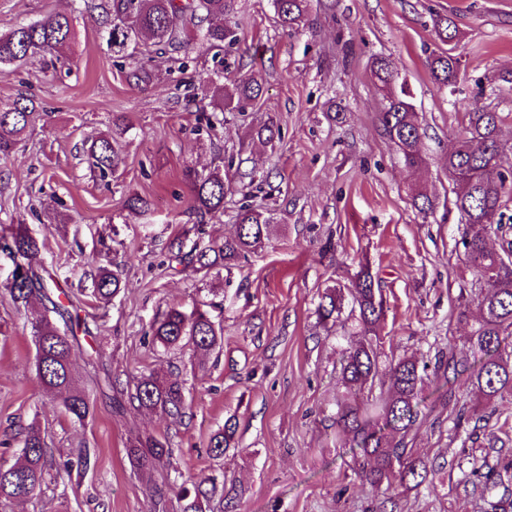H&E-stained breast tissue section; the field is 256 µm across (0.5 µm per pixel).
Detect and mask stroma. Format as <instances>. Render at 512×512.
<instances>
[{
	"label": "stroma",
	"mask_w": 512,
	"mask_h": 512,
	"mask_svg": "<svg viewBox=\"0 0 512 512\" xmlns=\"http://www.w3.org/2000/svg\"><path fill=\"white\" fill-rule=\"evenodd\" d=\"M101 0H0V31L54 13L74 18L70 69L34 56L0 76V101L35 96L44 107L18 148L0 157V224L25 225L42 245L37 261L82 302L75 374L92 401L84 423L70 421L36 376L32 330L5 286L14 265L0 254V463L20 452L15 435L38 421L52 450L40 494L0 502V512H154L155 473L137 470L130 435H168L184 475L223 478L239 512H379L380 499L336 442L331 417L343 388L336 369L340 327L319 322L324 289L347 284L368 265L380 284L384 353H471L458 296L475 280L461 244L459 215L445 166L449 142L473 107L500 113L502 146L512 155V0H309L310 24L284 32L271 0H237L230 20L239 41L221 60L196 51L156 56L149 84L135 83L132 48L110 45ZM459 37L455 88L438 85L427 59L436 16ZM389 58L413 97L425 130V165L406 169L383 135L382 98L371 78ZM263 77L246 112L225 111L211 134L194 130L192 96L200 78ZM123 114L130 127L123 160L109 182L90 176L82 147ZM275 116L281 136L252 132ZM229 164L232 188L210 236L234 233L245 204L273 211L266 246L240 266L201 277L172 260L169 244L188 224L185 167ZM423 186L433 213L415 210L409 184ZM146 196L150 215L128 210ZM121 264L125 286L108 305L92 302L91 261ZM203 306L224 328L205 359L190 350L152 348L147 331L170 306ZM121 381L155 370L185 381L191 409L182 420L149 410L119 411L91 358ZM479 445L463 443L453 407L434 406L413 431L412 448L442 469L431 489L401 492L402 512H492L502 488H485L488 470L512 464V397L486 409L471 394ZM236 421L240 446L215 459L211 434ZM89 449L83 476L63 470L68 454Z\"/></svg>",
	"instance_id": "1"
}]
</instances>
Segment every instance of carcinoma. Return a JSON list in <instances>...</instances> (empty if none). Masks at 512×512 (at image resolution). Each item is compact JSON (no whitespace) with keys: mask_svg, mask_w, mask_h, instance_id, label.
Listing matches in <instances>:
<instances>
[{"mask_svg":"<svg viewBox=\"0 0 512 512\" xmlns=\"http://www.w3.org/2000/svg\"><path fill=\"white\" fill-rule=\"evenodd\" d=\"M237 0H108L102 6L104 27L109 38L121 44L143 42L146 55L163 54L186 47L195 38L204 51L219 56L224 45L238 42L236 31L228 25ZM309 0H272L281 27L296 32L309 23ZM436 38L442 48L429 57L428 66L437 83H454L459 59L447 48L457 39V29L448 16L433 19ZM73 35V18L57 14L39 21L16 24L0 32V74L37 54L61 52ZM372 78L385 105L379 113L384 134L396 149L404 166L417 170L425 163L421 151L423 129L415 104L405 83L399 81L394 64L377 58ZM225 102L244 104L262 92V79L256 75L229 79L215 85ZM197 129L211 132L224 125L220 113L208 110L202 100L194 102ZM40 115L32 97H19L0 103V156H9L26 130ZM503 117L498 112L473 108L466 113L463 130L448 145L446 166L454 184V208L461 217V244L476 272V307L479 315L472 327V359L459 358L453 351L439 350L429 360L405 355L382 357L378 323L383 312L381 289L371 272L361 268L348 285L325 289L317 307L323 324L340 323L345 344L338 350L340 380L344 394L336 400L337 435L344 437L359 466V476L383 494L380 512H398L399 503L389 493L395 486L418 489L432 483L438 468L428 464L409 448L412 430L426 417L427 387H435L436 401L454 403L457 421L468 420L467 403L460 400V384L474 387L490 406L512 396V241L503 239L504 209L512 199V158L501 150ZM128 126L119 116L112 117V128L83 143V156L89 171L106 177L122 161V143ZM185 177L191 187L189 210L201 218L224 214L228 190L220 166L198 170L188 168ZM412 205L421 212L433 208V200L422 187H408ZM272 214L243 207L237 216L234 235L224 242L205 239L204 224H194L171 242V258L188 261L196 270L227 269L250 253L264 247L270 236ZM498 237L502 245L495 250L489 239ZM0 247L8 249L14 270L5 290L17 307L28 308L40 301L43 310L26 317L36 349L38 379L69 417L85 420L90 414V399L74 375L72 354L78 336L71 311L61 301L62 286L36 263L39 241L21 224L0 225ZM92 296L106 304L122 288L121 271L100 266L92 278ZM350 302L355 315L342 317L344 302ZM223 328L208 313L197 308L186 313L176 306L167 308L151 324L148 335L156 347L166 350L189 347L205 356L221 342ZM113 392L116 408L126 410L161 409L181 419L186 414L187 398L183 382L151 370L141 374L132 389L118 379L104 375ZM21 452L15 462L0 464V501L25 500L35 496L45 484L47 444L36 424L17 433ZM238 445L236 424L227 421L208 441L207 453L222 457ZM128 456L137 467L153 471L158 467L179 472L175 449L167 436H137L128 442ZM65 471L90 468V453L80 450L63 462ZM220 487L210 476L183 481L176 490L181 512H204Z\"/></svg>","mask_w":512,"mask_h":512,"instance_id":"cac0c4a2","label":"carcinoma"}]
</instances>
